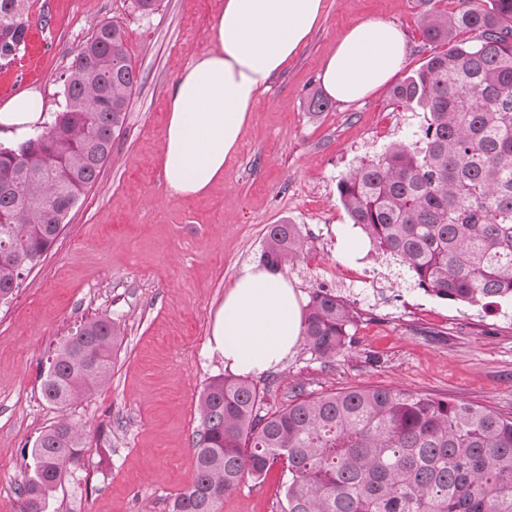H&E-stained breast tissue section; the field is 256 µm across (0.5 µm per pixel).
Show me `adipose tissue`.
I'll return each instance as SVG.
<instances>
[{
	"label": "adipose tissue",
	"instance_id": "adipose-tissue-1",
	"mask_svg": "<svg viewBox=\"0 0 512 512\" xmlns=\"http://www.w3.org/2000/svg\"><path fill=\"white\" fill-rule=\"evenodd\" d=\"M323 0H224L215 46L180 75L162 152V171L177 194L206 192L224 174L259 94L294 56L317 25ZM406 46L390 23L350 28L326 60L324 92L336 102L359 101L401 68ZM45 119L34 89L0 105V136L23 139ZM302 305L286 273L251 264L224 293L211 334L224 366L237 375H260L298 345Z\"/></svg>",
	"mask_w": 512,
	"mask_h": 512
}]
</instances>
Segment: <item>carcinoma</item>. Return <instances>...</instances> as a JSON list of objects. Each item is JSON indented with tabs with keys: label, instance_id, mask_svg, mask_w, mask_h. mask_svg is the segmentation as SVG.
<instances>
[{
	"label": "carcinoma",
	"instance_id": "cac0c4a2",
	"mask_svg": "<svg viewBox=\"0 0 512 512\" xmlns=\"http://www.w3.org/2000/svg\"><path fill=\"white\" fill-rule=\"evenodd\" d=\"M422 33L448 49L396 84L397 103L421 115L409 136L363 159L337 182L340 202L383 259L424 293L471 306L512 301V0H427ZM31 0H0V66L26 47ZM472 32L470 38L461 37ZM126 31L100 24L64 74L65 105L38 135L0 148V301L52 248L69 211L112 154L137 74ZM297 224H270L260 261L300 260ZM354 318L331 289L315 288L303 320L306 349L331 364ZM123 330L91 319L56 349L41 382L60 409L112 375ZM244 376L199 393L196 476L172 512H220L245 477L288 472L283 512H512V413L387 388L291 396L262 412ZM83 431L63 419L28 450L19 512H47L83 456Z\"/></svg>",
	"mask_w": 512,
	"mask_h": 512
}]
</instances>
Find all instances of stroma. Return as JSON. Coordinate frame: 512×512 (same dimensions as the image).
Masks as SVG:
<instances>
[{
	"label": "stroma",
	"mask_w": 512,
	"mask_h": 512,
	"mask_svg": "<svg viewBox=\"0 0 512 512\" xmlns=\"http://www.w3.org/2000/svg\"><path fill=\"white\" fill-rule=\"evenodd\" d=\"M224 0H160L150 17L131 0H33L28 49L0 68V105L42 92L48 114L65 103L64 73L77 48L104 22L125 28L139 75L125 124L98 179L68 213L64 229L13 297L0 302V512H18L27 450L61 416L85 433L80 464L49 512H170L195 477L197 396L224 375L209 344L224 292L258 262L266 228L290 222L304 253L286 273L302 297L326 286L355 321L352 344L333 365L305 347L256 377L263 410L282 406L296 385L319 394L395 388L512 413V304L450 303L411 289L371 245L339 248L348 223L336 182L362 158L404 138L417 122L383 85L352 105L309 113L319 74L351 27L382 20L402 33V73L441 46L421 29L422 0H325L310 37L262 92L224 176L204 195L183 197L161 167L164 133L180 74L211 46ZM347 268L368 280L342 279ZM107 318L124 336L110 382L62 410L41 392L55 349L83 322ZM282 466L244 479L222 512H281Z\"/></svg>",
	"instance_id": "1"
}]
</instances>
